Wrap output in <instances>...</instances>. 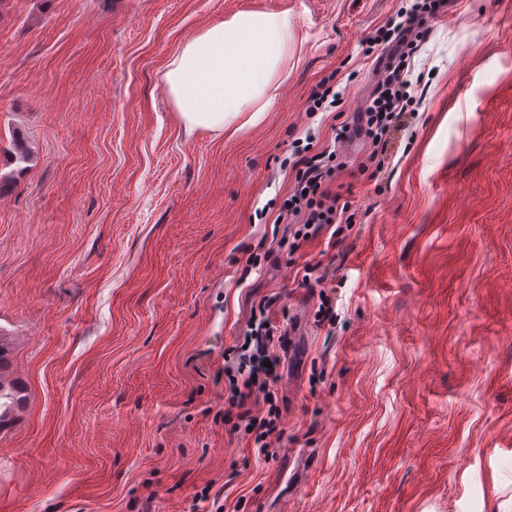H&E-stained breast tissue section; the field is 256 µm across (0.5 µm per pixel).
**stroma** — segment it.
<instances>
[{"mask_svg":"<svg viewBox=\"0 0 512 512\" xmlns=\"http://www.w3.org/2000/svg\"><path fill=\"white\" fill-rule=\"evenodd\" d=\"M407 0H0V512H489L512 498V0H448L383 170L333 183L336 247L247 259L378 79L366 38ZM241 10L296 39L264 119L186 133L162 81ZM343 103L308 114L323 79ZM29 151L15 160L16 138ZM335 270L336 322L295 275ZM292 345L271 455L233 436L224 357L253 304ZM219 505L194 500L209 480ZM15 387L8 389L4 387L0 376V430L11 420V414L15 407L22 403L23 396Z\"/></svg>","mask_w":512,"mask_h":512,"instance_id":"1","label":"stroma"}]
</instances>
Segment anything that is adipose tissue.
<instances>
[{
	"instance_id": "obj_1",
	"label": "adipose tissue",
	"mask_w": 512,
	"mask_h": 512,
	"mask_svg": "<svg viewBox=\"0 0 512 512\" xmlns=\"http://www.w3.org/2000/svg\"><path fill=\"white\" fill-rule=\"evenodd\" d=\"M292 32L287 14L240 11L180 45L163 84L185 131L219 135L258 124Z\"/></svg>"
}]
</instances>
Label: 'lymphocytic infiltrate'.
Instances as JSON below:
<instances>
[{
	"label": "lymphocytic infiltrate",
	"instance_id": "lymphocytic-infiltrate-1",
	"mask_svg": "<svg viewBox=\"0 0 512 512\" xmlns=\"http://www.w3.org/2000/svg\"><path fill=\"white\" fill-rule=\"evenodd\" d=\"M446 5L447 0H413L409 8L397 12L369 40L370 47L381 49L385 63L375 90L359 115L357 133L368 140V159L376 166H384L390 134L413 104L407 78L411 46L425 24L444 14ZM334 157V151L327 148L301 156L294 164V187L278 216L282 222L291 217L301 221L287 243L291 251L301 250L324 235L344 213L340 196L331 187ZM275 302L271 296L258 304L237 349V360L224 364V416L232 420L233 433L252 440L261 454L278 443L282 434L277 398L281 381L278 348L285 345L287 338L276 334L268 317Z\"/></svg>",
	"mask_w": 512,
	"mask_h": 512
}]
</instances>
